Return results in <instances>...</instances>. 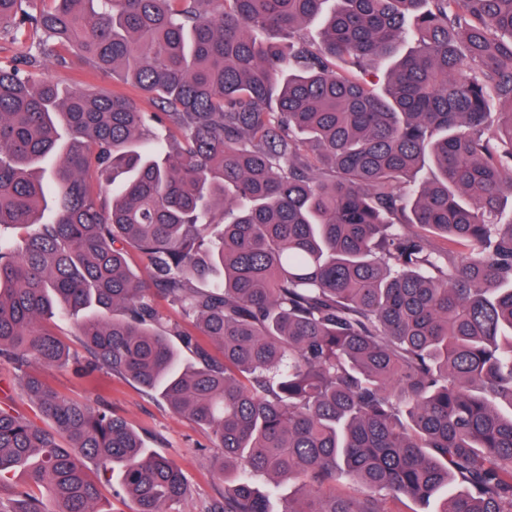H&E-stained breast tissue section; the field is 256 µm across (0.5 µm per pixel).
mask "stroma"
Returning <instances> with one entry per match:
<instances>
[{"instance_id":"obj_1","label":"stroma","mask_w":512,"mask_h":512,"mask_svg":"<svg viewBox=\"0 0 512 512\" xmlns=\"http://www.w3.org/2000/svg\"><path fill=\"white\" fill-rule=\"evenodd\" d=\"M31 53L36 62L30 66V78L53 81L78 89L112 92L117 85L111 77L91 71L78 62L60 64L49 52L31 41L13 42L9 32L0 33V61L8 62L22 53ZM29 371L39 373L62 396L103 404L124 418L143 437L147 448L172 460L182 469L189 484V495L179 512H201L203 505L224 492V478L210 466L217 452L208 430L193 421L170 413L161 403L147 397L136 384L100 370L87 377L72 369L49 368L31 361Z\"/></svg>"}]
</instances>
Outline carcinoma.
I'll return each mask as SVG.
<instances>
[{"instance_id": "obj_1", "label": "carcinoma", "mask_w": 512, "mask_h": 512, "mask_svg": "<svg viewBox=\"0 0 512 512\" xmlns=\"http://www.w3.org/2000/svg\"><path fill=\"white\" fill-rule=\"evenodd\" d=\"M24 2L0 0V28L137 87L180 139L122 94L0 64V227L21 233L0 236V364L51 422L0 406V485L27 479L0 512H103L90 462L135 512L188 492L32 358L105 369L207 429L235 479L202 512H268L257 475L300 486L282 512L443 488L438 512H512V0ZM155 293L222 358L174 342ZM79 313L78 352L45 321Z\"/></svg>"}]
</instances>
